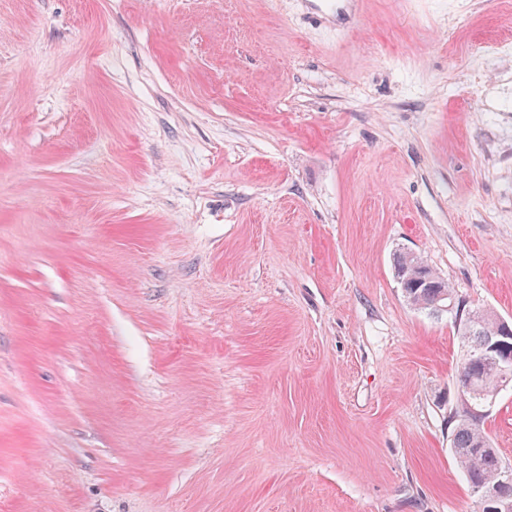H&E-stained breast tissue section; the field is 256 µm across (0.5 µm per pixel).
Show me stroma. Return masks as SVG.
Segmentation results:
<instances>
[{"label": "stroma", "instance_id": "stroma-1", "mask_svg": "<svg viewBox=\"0 0 512 512\" xmlns=\"http://www.w3.org/2000/svg\"><path fill=\"white\" fill-rule=\"evenodd\" d=\"M305 12L0 0V512H478L394 257L512 321V0ZM310 11L307 18L316 26H326L343 20L345 25L356 22L359 18L356 0H309Z\"/></svg>", "mask_w": 512, "mask_h": 512}]
</instances>
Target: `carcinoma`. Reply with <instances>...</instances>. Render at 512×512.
Wrapping results in <instances>:
<instances>
[{
  "instance_id": "obj_1",
  "label": "carcinoma",
  "mask_w": 512,
  "mask_h": 512,
  "mask_svg": "<svg viewBox=\"0 0 512 512\" xmlns=\"http://www.w3.org/2000/svg\"><path fill=\"white\" fill-rule=\"evenodd\" d=\"M395 278L409 302L425 310L438 311L452 302L448 284L416 255L400 251L394 258ZM498 316L486 311H476V318L459 322L458 339L475 350L490 336L498 334ZM504 383L492 370H479L470 379L468 399L457 400L456 426L452 452L474 492L494 486L499 480L502 460L485 431L484 424L466 420L469 406L489 400Z\"/></svg>"
}]
</instances>
